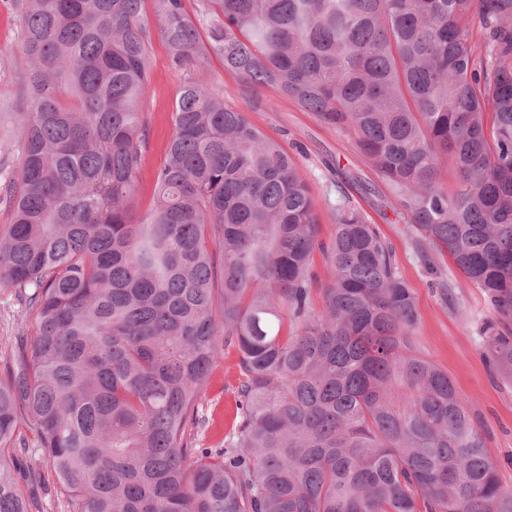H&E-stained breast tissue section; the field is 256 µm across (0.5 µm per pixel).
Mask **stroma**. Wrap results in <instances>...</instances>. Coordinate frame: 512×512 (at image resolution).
<instances>
[{"label":"stroma","mask_w":512,"mask_h":512,"mask_svg":"<svg viewBox=\"0 0 512 512\" xmlns=\"http://www.w3.org/2000/svg\"><path fill=\"white\" fill-rule=\"evenodd\" d=\"M22 42L15 0H0V235L12 222L6 199L9 179L20 166L21 136L13 114L26 103L27 59ZM149 63V83L139 109L149 123L150 138L133 201L141 213L152 201L154 173L162 165L174 134L172 114L178 91L192 72L191 67L173 65L157 32L151 38ZM206 79L226 103L243 109L255 127L297 162L314 201L321 241L330 242L335 233L331 209L341 189L376 224L392 246L399 270L415 297L418 351L447 371L486 435L487 451L498 465L502 483L512 487V381L490 377L480 350L485 323L494 320L512 331V319H497L480 289L446 257L434 252L429 259H422L426 244L408 224L400 194L364 160L350 131L328 126L315 113L274 89L245 87L219 59H211ZM32 321V311L16 292L0 291V360L9 354L17 336L30 333ZM238 364L237 349L223 346L212 366L203 404L204 414L211 416L213 423L198 435L200 447L222 443L235 424Z\"/></svg>","instance_id":"stroma-1"}]
</instances>
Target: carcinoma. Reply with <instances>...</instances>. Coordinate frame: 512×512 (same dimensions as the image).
<instances>
[{
	"instance_id": "1",
	"label": "carcinoma",
	"mask_w": 512,
	"mask_h": 512,
	"mask_svg": "<svg viewBox=\"0 0 512 512\" xmlns=\"http://www.w3.org/2000/svg\"><path fill=\"white\" fill-rule=\"evenodd\" d=\"M143 2L17 0L28 107L0 290L37 319L0 378V512H29L8 463L23 424L67 512H512L467 403L419 356L415 298L377 227L344 198L321 243L294 160L202 78L213 53L351 130L421 239L511 319L512 0H201L204 36L183 0H156L171 58L196 74L138 216ZM226 344L237 422L198 448ZM481 355L512 380V334L486 324ZM311 273L314 274L313 282V301L316 309L321 310L322 308V289L326 288V285L330 281L331 271L326 263V258L317 249L315 250L312 258Z\"/></svg>"
}]
</instances>
